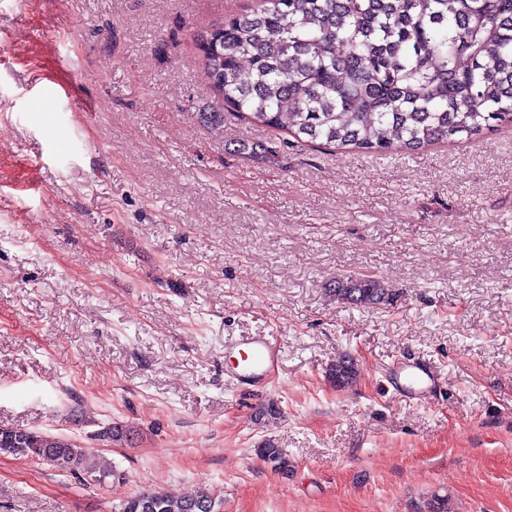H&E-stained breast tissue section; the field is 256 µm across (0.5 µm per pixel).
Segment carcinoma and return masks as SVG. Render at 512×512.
I'll return each instance as SVG.
<instances>
[{
	"label": "carcinoma",
	"instance_id": "carcinoma-1",
	"mask_svg": "<svg viewBox=\"0 0 512 512\" xmlns=\"http://www.w3.org/2000/svg\"><path fill=\"white\" fill-rule=\"evenodd\" d=\"M201 49L209 81L234 111L297 140L357 153H413L439 142L485 137L512 124V0H261L216 25ZM336 302H388L372 276L339 275ZM329 378H359L342 355ZM104 484L115 473L71 439L0 429V454L37 461ZM272 469L293 464L272 442L257 449ZM206 493L144 491L118 512H221Z\"/></svg>",
	"mask_w": 512,
	"mask_h": 512
}]
</instances>
